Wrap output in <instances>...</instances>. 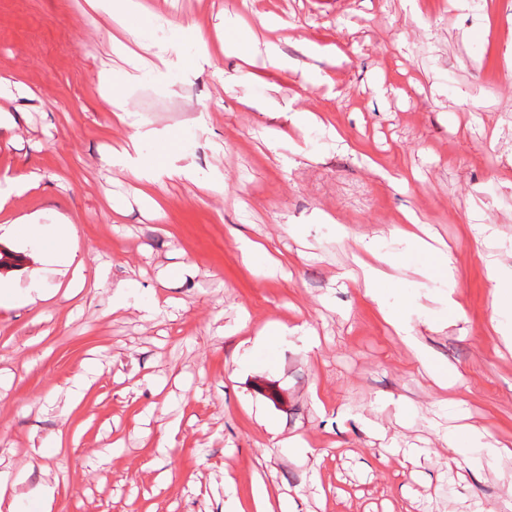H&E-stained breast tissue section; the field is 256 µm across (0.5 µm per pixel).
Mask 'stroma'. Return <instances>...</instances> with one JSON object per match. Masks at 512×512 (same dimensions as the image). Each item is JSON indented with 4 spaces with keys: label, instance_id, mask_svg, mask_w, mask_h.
Masks as SVG:
<instances>
[{
    "label": "stroma",
    "instance_id": "obj_1",
    "mask_svg": "<svg viewBox=\"0 0 512 512\" xmlns=\"http://www.w3.org/2000/svg\"><path fill=\"white\" fill-rule=\"evenodd\" d=\"M144 2L129 34L87 0H0V77L18 84L0 114V472L25 474L23 512L45 486L56 512H224L258 480L292 512H512V351L486 270L512 280V0ZM150 42L171 67L127 82ZM407 212L454 283L394 235ZM31 215L69 222L68 248L9 230ZM363 239L399 257L386 300L418 311L452 389L356 282ZM272 323L285 334L252 347ZM464 425L507 454L455 465L444 438ZM99 95L107 104L113 117L129 127L136 128L138 122L133 119L131 111L127 108L122 95L118 94L112 86V78L109 74L102 72L99 76Z\"/></svg>",
    "mask_w": 512,
    "mask_h": 512
}]
</instances>
